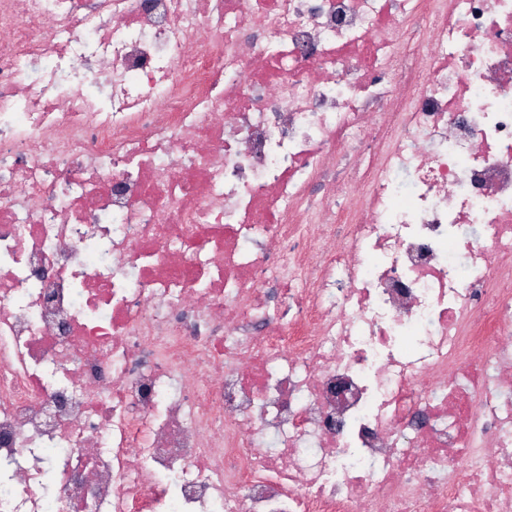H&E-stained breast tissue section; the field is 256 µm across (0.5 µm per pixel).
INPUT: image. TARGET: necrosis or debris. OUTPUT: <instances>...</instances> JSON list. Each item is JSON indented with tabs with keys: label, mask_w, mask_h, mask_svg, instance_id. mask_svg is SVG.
<instances>
[{
	"label": "necrosis or debris",
	"mask_w": 512,
	"mask_h": 512,
	"mask_svg": "<svg viewBox=\"0 0 512 512\" xmlns=\"http://www.w3.org/2000/svg\"><path fill=\"white\" fill-rule=\"evenodd\" d=\"M0 512H512V0H0Z\"/></svg>",
	"instance_id": "obj_1"
}]
</instances>
